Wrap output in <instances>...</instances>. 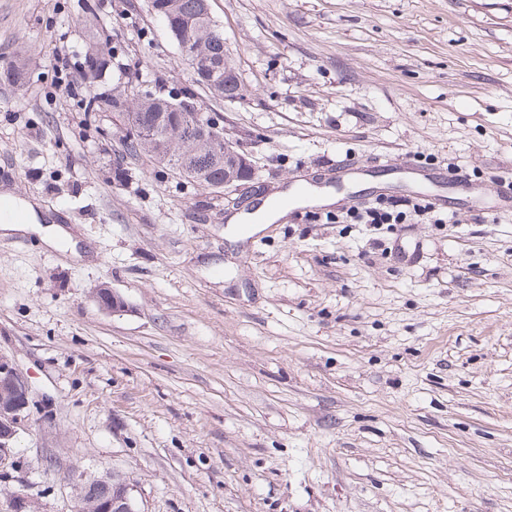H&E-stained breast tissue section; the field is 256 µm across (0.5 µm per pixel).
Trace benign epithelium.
I'll return each instance as SVG.
<instances>
[{"label":"benign epithelium","mask_w":512,"mask_h":512,"mask_svg":"<svg viewBox=\"0 0 512 512\" xmlns=\"http://www.w3.org/2000/svg\"><path fill=\"white\" fill-rule=\"evenodd\" d=\"M203 133L211 136L223 131V115L208 112L200 123ZM228 153L233 162L224 176V187H237L254 178L253 167L246 155L227 143ZM99 306L107 311L118 312L125 308L123 298L110 290L105 296H96ZM32 400L25 381L17 373L13 364L0 358V477L7 479L10 471L18 466L13 439L24 426L30 414ZM99 487L102 494L82 499L84 512H134L129 484L115 476L90 480Z\"/></svg>","instance_id":"7a95c632"}]
</instances>
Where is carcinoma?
<instances>
[{"mask_svg": "<svg viewBox=\"0 0 512 512\" xmlns=\"http://www.w3.org/2000/svg\"><path fill=\"white\" fill-rule=\"evenodd\" d=\"M204 0H151L152 10L161 15L176 45L192 43L193 57H180L194 76L214 97L226 101L245 98L247 90L236 81L224 77V34L216 22L203 15ZM112 63V51L105 46L85 55L81 78L103 88L85 100L88 111L109 112L120 119L126 131L134 132L129 139L135 153H143L176 174L208 188L224 187V134L204 140L186 139L174 142L168 122L161 119L167 111L159 100H140L134 93L115 94L106 81Z\"/></svg>", "mask_w": 512, "mask_h": 512, "instance_id": "carcinoma-1", "label": "carcinoma"}]
</instances>
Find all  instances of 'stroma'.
Here are the masks:
<instances>
[{
    "instance_id": "obj_1",
    "label": "stroma",
    "mask_w": 512,
    "mask_h": 512,
    "mask_svg": "<svg viewBox=\"0 0 512 512\" xmlns=\"http://www.w3.org/2000/svg\"><path fill=\"white\" fill-rule=\"evenodd\" d=\"M91 2L0 0V195L85 251L0 235V356L34 402L0 512H76L106 474L136 512H512V0H210L248 90H196L255 171L227 190L66 92L102 34L112 86L192 84L150 0ZM352 166L365 186L330 185ZM413 167L486 212L448 182L431 219L337 223L417 201ZM300 186L341 201L231 225ZM43 240L50 246L56 249H61L64 252L69 250L74 258L81 259L84 254L77 251V241L74 240L71 232L62 227L61 225H55L47 227L44 230Z\"/></svg>"
}]
</instances>
